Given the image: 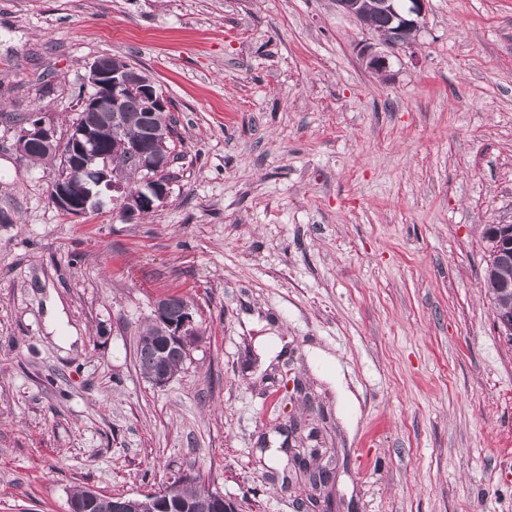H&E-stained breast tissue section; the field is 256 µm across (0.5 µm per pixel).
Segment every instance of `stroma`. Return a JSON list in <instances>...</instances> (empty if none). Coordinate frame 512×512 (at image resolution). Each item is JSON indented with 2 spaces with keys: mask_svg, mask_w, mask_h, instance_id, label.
I'll return each instance as SVG.
<instances>
[{
  "mask_svg": "<svg viewBox=\"0 0 512 512\" xmlns=\"http://www.w3.org/2000/svg\"><path fill=\"white\" fill-rule=\"evenodd\" d=\"M377 41L335 0H0V512L181 472L242 512H512V342L483 284L484 230L512 224V0H430L384 79ZM102 55L152 79L183 153L131 221L61 211L58 160L16 148L19 114L66 138ZM169 296L200 339L157 388L137 340ZM266 335L302 394L256 370ZM295 417L337 464L314 510L265 477ZM363 62L366 69L371 73L386 78L389 73L390 61L389 52L376 50L374 46H364L361 50ZM311 354L315 364L325 373L326 378L330 382L341 385L343 376L335 357L319 348L312 349Z\"/></svg>",
  "mask_w": 512,
  "mask_h": 512,
  "instance_id": "35a3bbf8",
  "label": "stroma"
}]
</instances>
